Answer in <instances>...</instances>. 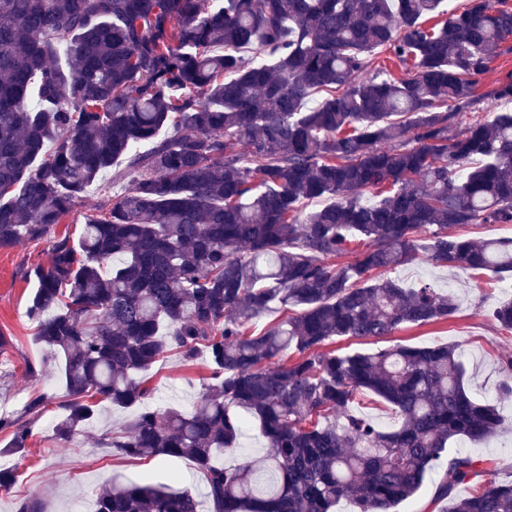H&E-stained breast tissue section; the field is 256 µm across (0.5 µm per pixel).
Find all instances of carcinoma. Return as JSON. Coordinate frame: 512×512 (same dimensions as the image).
Returning a JSON list of instances; mask_svg holds the SVG:
<instances>
[{
  "label": "carcinoma",
  "mask_w": 512,
  "mask_h": 512,
  "mask_svg": "<svg viewBox=\"0 0 512 512\" xmlns=\"http://www.w3.org/2000/svg\"><path fill=\"white\" fill-rule=\"evenodd\" d=\"M444 2L0 0V249L48 235L119 159L129 176L33 270L36 340L63 359L60 439L104 404L134 409L109 447L191 460L208 512H334L346 499L393 512L435 469L439 512H512V483L458 494L485 460L450 445L486 441L501 418L464 389L455 347L325 350L457 313L451 295L385 276L418 257L423 229L435 265L512 272V238L456 233L512 224V110L454 131L477 77L512 53V7ZM377 50L386 76L361 77ZM487 97L512 104V74ZM366 188L385 194L364 205ZM310 198L326 204L304 215ZM273 304L299 311L248 332ZM494 318L512 332V301ZM203 350L210 382L190 413L147 403L158 359ZM364 391L395 409V429L351 410ZM243 411L268 454L217 466ZM0 431V454L32 436L4 414ZM94 512L200 510L188 493L112 479ZM457 232L472 239L512 238V225L469 224L458 228Z\"/></svg>",
  "instance_id": "1"
}]
</instances>
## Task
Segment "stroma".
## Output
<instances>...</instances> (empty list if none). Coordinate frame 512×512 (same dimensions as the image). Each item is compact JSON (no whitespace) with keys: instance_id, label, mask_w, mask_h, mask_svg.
<instances>
[{"instance_id":"stroma-1","label":"stroma","mask_w":512,"mask_h":512,"mask_svg":"<svg viewBox=\"0 0 512 512\" xmlns=\"http://www.w3.org/2000/svg\"><path fill=\"white\" fill-rule=\"evenodd\" d=\"M512 71V53L494 60L478 78L477 99L458 117L460 125L484 117L492 107L488 97L495 83ZM124 162H117L103 187L91 190L69 218L71 235H80L84 222L98 214L108 198L123 191L128 181ZM49 240L26 241L0 249V404L7 412L30 423L33 435L24 451L0 457V465L14 469L16 482L10 492L0 493V512H12L19 498H36L43 512H94L92 491L107 480L147 479L151 483L188 491L198 500L206 498V481L196 465L185 458L133 459L111 448L128 416L113 412L95 429L69 441L57 438L55 428L62 414L64 392L56 374L57 359L35 340V323L26 315L36 288L30 270L49 259ZM393 279L414 288L428 283L456 299V316L443 323L407 327L390 336L358 340L339 338L329 349L374 351L397 344L457 346L466 366L465 388L471 396L495 403L504 420L502 430L480 445L478 455L489 459L484 481L512 483V395H502L506 379L502 361L512 357V333L502 330L492 313L512 299V275L475 274L459 268H441L424 259L396 268ZM146 377L153 389L150 402L158 410L191 411L210 377L205 359L186 363L175 353L154 364ZM44 396L39 412L27 413L31 398ZM266 441L253 423H246L234 448L218 455L216 464L233 467L249 460L259 462Z\"/></svg>"}]
</instances>
